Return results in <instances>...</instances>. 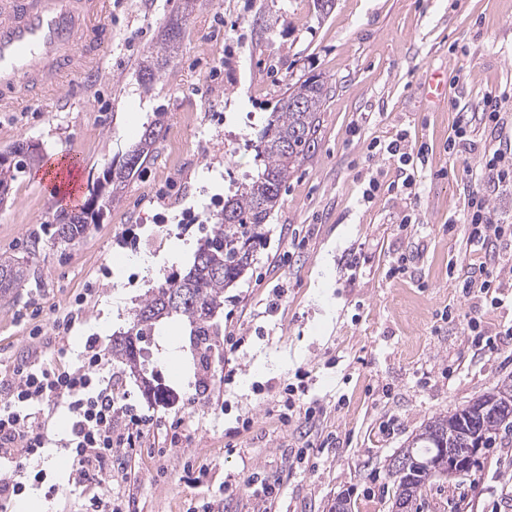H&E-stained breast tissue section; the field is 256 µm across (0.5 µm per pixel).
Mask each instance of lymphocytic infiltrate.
<instances>
[{
  "mask_svg": "<svg viewBox=\"0 0 512 512\" xmlns=\"http://www.w3.org/2000/svg\"><path fill=\"white\" fill-rule=\"evenodd\" d=\"M461 221L468 229L466 250L478 257L467 266L463 288L474 298L499 304L505 282L490 275L488 268L500 263L492 245L512 231V224L494 216L490 194L483 187L470 192ZM104 370L101 354L90 343L70 367L51 370L27 361L0 376L1 508L30 487H47L52 495L59 491L58 486L47 485L44 470L28 466L51 442L49 421L39 411L46 404L65 408L69 415L68 485L80 492L82 512H128L123 497L112 493V463L121 449L136 448L154 419L128 393L116 392Z\"/></svg>",
  "mask_w": 512,
  "mask_h": 512,
  "instance_id": "1",
  "label": "lymphocytic infiltrate"
}]
</instances>
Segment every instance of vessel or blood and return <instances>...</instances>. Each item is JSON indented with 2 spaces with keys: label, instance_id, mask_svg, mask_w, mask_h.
Returning <instances> with one entry per match:
<instances>
[{
  "label": "vessel or blood",
  "instance_id": "b4317fda",
  "mask_svg": "<svg viewBox=\"0 0 512 512\" xmlns=\"http://www.w3.org/2000/svg\"><path fill=\"white\" fill-rule=\"evenodd\" d=\"M111 9L112 0H0V112L48 102L66 109L74 86L100 81ZM78 170L72 159L45 175L68 194Z\"/></svg>",
  "mask_w": 512,
  "mask_h": 512
}]
</instances>
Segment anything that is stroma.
Instances as JSON below:
<instances>
[{
  "mask_svg": "<svg viewBox=\"0 0 512 512\" xmlns=\"http://www.w3.org/2000/svg\"><path fill=\"white\" fill-rule=\"evenodd\" d=\"M180 3L112 0L102 82L63 112H0V153L24 143L41 157L0 206V255L30 267L26 288L0 300V374L35 352L48 364L61 349L76 360L91 337L111 353L134 308L188 270L225 195L253 174L251 141L288 83L320 76L328 96L315 153L289 179L251 267L224 291L219 332L245 342L221 353L205 398L196 397L200 374L181 322L141 343L159 400L109 364L155 418L120 485L137 512H201L213 500L223 512H254L246 484L257 472L279 484L277 512H331L340 494L353 512H389L388 464L412 432L512 377V338L501 333L512 300L496 308L461 288L459 218L480 159L446 149L458 113L488 94L501 96L512 122V0H335L326 15L314 0H195L178 55L144 90L139 61ZM432 71L448 77L437 104L424 95ZM158 112L165 125L154 156L120 202L80 239L60 242L45 165L78 158L84 205ZM401 135L429 148L410 196L388 189L398 159L369 150ZM372 178L380 187L370 195ZM403 253L406 273L390 277ZM144 256L157 260L146 275L136 264ZM70 311L83 323L53 335L54 319ZM474 320L498 332L496 350L468 342ZM297 382L333 436L314 470L292 462L303 422L280 420L279 394ZM176 419L183 439L174 447L165 430ZM511 483L512 447L491 448L470 479L427 485L419 512H512Z\"/></svg>",
  "mask_w": 512,
  "mask_h": 512,
  "instance_id": "obj_1",
  "label": "stroma"
}]
</instances>
